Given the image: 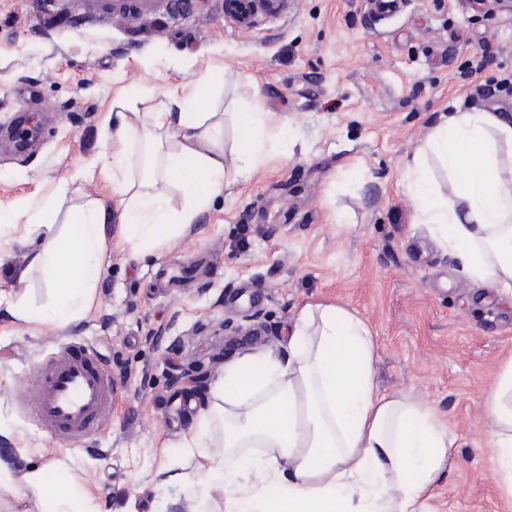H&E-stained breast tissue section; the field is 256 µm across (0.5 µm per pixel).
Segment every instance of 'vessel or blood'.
<instances>
[{
  "mask_svg": "<svg viewBox=\"0 0 512 512\" xmlns=\"http://www.w3.org/2000/svg\"><path fill=\"white\" fill-rule=\"evenodd\" d=\"M26 385L34 421L66 443L92 436L112 413L111 375L90 348L76 342L60 344Z\"/></svg>",
  "mask_w": 512,
  "mask_h": 512,
  "instance_id": "1",
  "label": "vessel or blood"
}]
</instances>
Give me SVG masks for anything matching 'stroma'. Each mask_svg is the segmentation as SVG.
Segmentation results:
<instances>
[{
  "label": "stroma",
  "mask_w": 512,
  "mask_h": 512,
  "mask_svg": "<svg viewBox=\"0 0 512 512\" xmlns=\"http://www.w3.org/2000/svg\"><path fill=\"white\" fill-rule=\"evenodd\" d=\"M509 73L512 9L490 0H400L382 17L373 0H280L246 24L227 0H0V209L52 200L61 234L97 201L107 246L78 325L0 310V459L42 467L99 512H186L205 471L185 444L214 383L280 350L300 310L321 304L368 324L380 392L422 398L454 434L433 512H512L484 413L512 358V300L459 270L417 223L404 180L449 102L512 117ZM257 102L270 114L263 164L225 182L186 233L136 250L99 162L139 153L117 138V113H223L230 160L233 115ZM22 114L39 136L19 154L5 140ZM25 234L0 228V290L38 308L53 296L42 275L15 286ZM250 318L259 337L225 335ZM67 341L91 345L118 392L95 436L63 444L32 420L24 378Z\"/></svg>",
  "instance_id": "1"
}]
</instances>
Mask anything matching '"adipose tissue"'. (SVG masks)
I'll return each instance as SVG.
<instances>
[{
	"label": "adipose tissue",
	"instance_id": "obj_1",
	"mask_svg": "<svg viewBox=\"0 0 512 512\" xmlns=\"http://www.w3.org/2000/svg\"><path fill=\"white\" fill-rule=\"evenodd\" d=\"M265 112L237 116L238 162L224 164V117L218 112L137 114L121 119L118 133L140 134L139 180H124V155L103 154L126 200L125 225L138 246L152 249L182 234L218 193L224 179L249 176L263 161ZM175 152H165L168 141ZM512 119L496 112L452 108L434 125L424 153L406 163L407 189L418 223L431 225L442 248L471 280L512 298ZM432 154L448 172L450 191L436 192L423 165ZM176 176L186 199L172 211L156 191L158 178ZM68 234L49 237L26 256L18 282L40 270L55 292L48 307L22 306L0 292V308L20 322L70 325L86 315L100 276L105 213L96 202L76 207ZM375 345L366 322L333 306L306 305L281 352L244 357L212 389L203 423L224 416L225 460L246 448L266 456L257 476L235 480L202 437L189 455L210 461L213 483L224 487L225 512H430L437 476L455 439L429 403L407 393L381 394L374 382ZM492 428L493 475L512 495V362L485 399ZM275 485V497L266 488ZM17 494L52 500L53 512L78 510L69 489L47 487L44 471L29 468L14 484Z\"/></svg>",
	"mask_w": 512,
	"mask_h": 512
}]
</instances>
